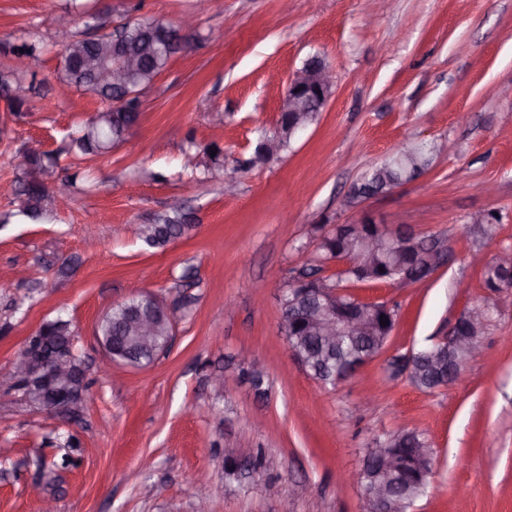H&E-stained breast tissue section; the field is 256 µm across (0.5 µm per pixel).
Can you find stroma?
<instances>
[{
  "instance_id": "stroma-1",
  "label": "stroma",
  "mask_w": 512,
  "mask_h": 512,
  "mask_svg": "<svg viewBox=\"0 0 512 512\" xmlns=\"http://www.w3.org/2000/svg\"><path fill=\"white\" fill-rule=\"evenodd\" d=\"M119 22L170 21L196 0H89ZM66 0H0L5 45L51 42ZM195 39L141 96L140 119L111 153L66 152L70 134L106 101L58 94L44 53L21 114L0 98V372L45 322L71 323L86 369L78 420L0 390V512H366L370 449L404 430L433 450L428 488L410 512H512V298L488 293L475 252L512 250V0H212ZM321 55L336 84L318 125L290 150L251 165L271 134L288 80ZM406 141L454 143L390 193L346 206L350 187ZM218 145L223 164L190 178L186 149ZM56 155L77 177L52 220L16 215L14 155ZM237 180L235 194L224 183ZM181 197L193 228L147 249L130 225ZM494 211L496 237L475 224ZM95 214L94 237L84 222ZM368 214L436 239L448 261L412 285L350 283L387 303L384 350L325 386L290 356L280 325L285 288L322 262L323 231ZM26 281H17V269ZM153 293L173 308L174 340L148 368L100 373L95 327L109 302ZM485 306L479 352L451 385L423 391L394 375L396 357L441 341ZM247 350L251 358L239 362ZM264 378L254 388L247 373ZM223 374V390L210 383ZM262 456L256 484L244 461ZM72 467L60 468L62 457Z\"/></svg>"
}]
</instances>
